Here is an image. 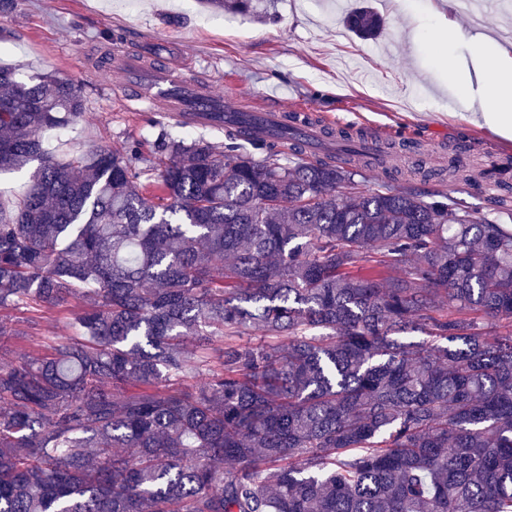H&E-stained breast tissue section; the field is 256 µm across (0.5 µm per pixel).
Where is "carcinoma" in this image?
<instances>
[{"mask_svg":"<svg viewBox=\"0 0 512 512\" xmlns=\"http://www.w3.org/2000/svg\"><path fill=\"white\" fill-rule=\"evenodd\" d=\"M82 113L0 66V173L28 172L0 202V336L77 302L76 335L0 366V512H512L511 224L241 123L57 155Z\"/></svg>","mask_w":512,"mask_h":512,"instance_id":"cac0c4a2","label":"carcinoma"}]
</instances>
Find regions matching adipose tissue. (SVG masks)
I'll use <instances>...</instances> for the list:
<instances>
[{
    "label": "adipose tissue",
    "mask_w": 512,
    "mask_h": 512,
    "mask_svg": "<svg viewBox=\"0 0 512 512\" xmlns=\"http://www.w3.org/2000/svg\"><path fill=\"white\" fill-rule=\"evenodd\" d=\"M479 94L461 90L459 99L498 132L512 135V51L483 42L477 54Z\"/></svg>",
    "instance_id": "adipose-tissue-1"
}]
</instances>
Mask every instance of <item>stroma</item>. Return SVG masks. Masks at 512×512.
<instances>
[{
  "instance_id": "stroma-1",
  "label": "stroma",
  "mask_w": 512,
  "mask_h": 512,
  "mask_svg": "<svg viewBox=\"0 0 512 512\" xmlns=\"http://www.w3.org/2000/svg\"><path fill=\"white\" fill-rule=\"evenodd\" d=\"M438 0H279L274 20L248 13L213 11L199 0H20L4 22L0 63L20 78L55 73L82 91L84 115L65 130L59 153L108 146L124 151L137 140L151 153L163 113L127 106L121 77L109 71L114 51L146 59L192 63L216 91L232 86L226 106L241 110L268 96L289 113L330 118L347 131L387 129L409 122L412 145L385 136L397 164L433 170L429 190L452 191L448 162L467 160L468 201L487 219L512 224V205L502 208L488 175L506 137L460 108L454 95L462 72L448 59L471 58V39L487 35L512 49V10L493 9L480 21L457 14L459 33L446 40V23L435 14ZM368 7L383 19L380 33L361 38L343 22L346 13ZM21 336L0 339V363L32 349L47 350L72 332L65 311L19 310Z\"/></svg>"
}]
</instances>
